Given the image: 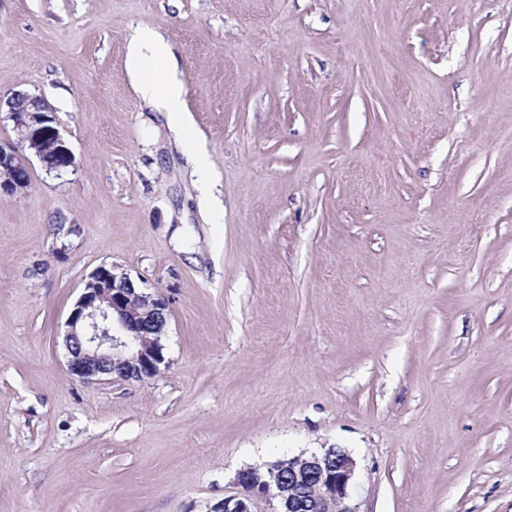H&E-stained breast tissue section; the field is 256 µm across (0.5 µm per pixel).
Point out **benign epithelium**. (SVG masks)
Here are the masks:
<instances>
[{
	"instance_id": "obj_1",
	"label": "benign epithelium",
	"mask_w": 512,
	"mask_h": 512,
	"mask_svg": "<svg viewBox=\"0 0 512 512\" xmlns=\"http://www.w3.org/2000/svg\"><path fill=\"white\" fill-rule=\"evenodd\" d=\"M34 105L8 112L16 141L0 142V195H17L26 188L13 184L11 173H30L20 155L32 152L48 173L74 166V156L57 128L53 110L39 95L18 92ZM93 286L84 287L66 320L64 337L69 374L87 383L141 380L159 371L164 362L165 335L171 311L166 300L145 291L140 282L115 266H100L91 274ZM356 461L344 450L288 459V477L276 470L255 487L224 497L211 512H254L264 500L273 512H357L350 504Z\"/></svg>"
}]
</instances>
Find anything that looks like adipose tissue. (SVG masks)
<instances>
[{"label":"adipose tissue","instance_id":"1","mask_svg":"<svg viewBox=\"0 0 512 512\" xmlns=\"http://www.w3.org/2000/svg\"><path fill=\"white\" fill-rule=\"evenodd\" d=\"M161 62L158 75L153 79L141 78L146 58ZM128 73L137 80L138 90L144 101L159 110L180 113L183 103V86L176 77L173 65L167 59V51L159 32L149 26L135 29L128 43Z\"/></svg>","mask_w":512,"mask_h":512}]
</instances>
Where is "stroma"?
Listing matches in <instances>:
<instances>
[{
  "label": "stroma",
  "instance_id": "stroma-1",
  "mask_svg": "<svg viewBox=\"0 0 512 512\" xmlns=\"http://www.w3.org/2000/svg\"><path fill=\"white\" fill-rule=\"evenodd\" d=\"M16 91L76 162L0 196V512H209L328 448L358 512H512V0H0ZM103 265L169 302L154 377L67 371ZM148 56L161 61L155 79L140 76ZM128 73L132 79H139V93L148 104L164 112H183V86L176 77L174 66L167 61L166 46L161 35L153 27H138L131 35L128 43Z\"/></svg>",
  "mask_w": 512,
  "mask_h": 512
}]
</instances>
